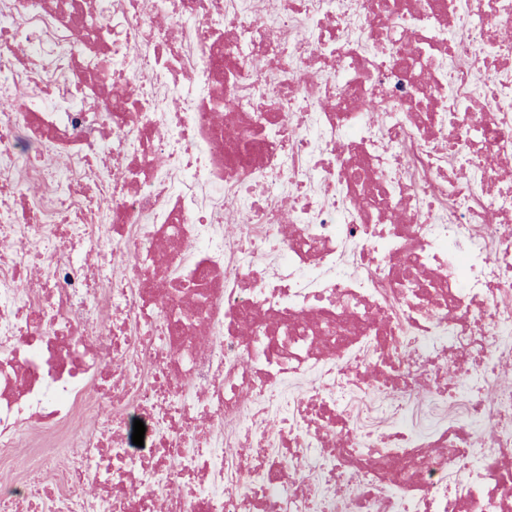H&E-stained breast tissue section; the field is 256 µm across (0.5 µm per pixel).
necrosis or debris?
I'll return each instance as SVG.
<instances>
[{
  "mask_svg": "<svg viewBox=\"0 0 512 512\" xmlns=\"http://www.w3.org/2000/svg\"><path fill=\"white\" fill-rule=\"evenodd\" d=\"M507 25L0 0V461L64 476L0 512H512ZM412 414V416H411ZM440 414L434 410L424 399H413L410 402V414L408 420L415 428L425 429L433 426ZM42 434L43 430L40 424L25 427L21 430L11 467L4 471L0 468V484L4 481L19 482L24 479V475L31 468L33 449L36 448Z\"/></svg>",
  "mask_w": 512,
  "mask_h": 512,
  "instance_id": "1",
  "label": "necrosis or debris"
}]
</instances>
